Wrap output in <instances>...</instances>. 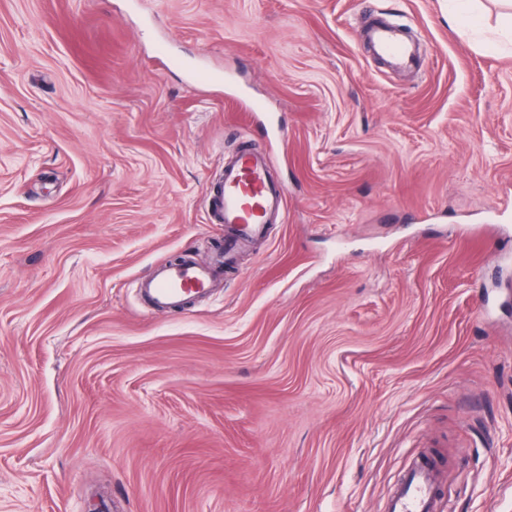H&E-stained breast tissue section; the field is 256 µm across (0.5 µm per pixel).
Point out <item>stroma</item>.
Returning <instances> with one entry per match:
<instances>
[{
    "label": "stroma",
    "mask_w": 512,
    "mask_h": 512,
    "mask_svg": "<svg viewBox=\"0 0 512 512\" xmlns=\"http://www.w3.org/2000/svg\"><path fill=\"white\" fill-rule=\"evenodd\" d=\"M511 9L0 0V512H385L422 451L451 512H512ZM244 135L282 222L148 310L223 249ZM365 37L375 52L394 68H405L419 60L416 48L396 27L380 23L370 25L365 30ZM216 276L213 267L185 255L178 265H161L141 281L140 292L156 310L182 308L193 295L206 294Z\"/></svg>",
    "instance_id": "obj_1"
}]
</instances>
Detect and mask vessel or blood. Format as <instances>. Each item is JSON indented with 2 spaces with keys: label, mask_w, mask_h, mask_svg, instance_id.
<instances>
[{
  "label": "vessel or blood",
  "mask_w": 512,
  "mask_h": 512,
  "mask_svg": "<svg viewBox=\"0 0 512 512\" xmlns=\"http://www.w3.org/2000/svg\"><path fill=\"white\" fill-rule=\"evenodd\" d=\"M365 37L392 67L405 68L419 59L416 48L396 27L377 23L366 28ZM286 202V190L273 178L267 157L243 146L225 163L222 178L210 191L214 222L232 230L225 253H232L240 241L261 236L265 225L281 221ZM215 276L213 267L187 255L179 264L156 267L142 280L140 291L153 309H176L184 307L189 297L206 294ZM439 480V468L431 457L414 458L389 498L386 512H447L436 493Z\"/></svg>",
  "instance_id": "vessel-or-blood-1"
}]
</instances>
